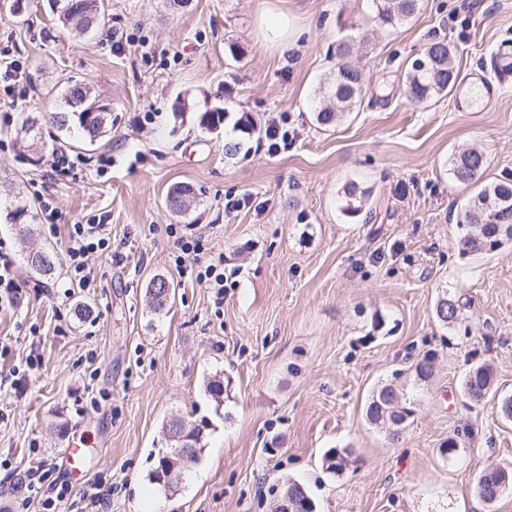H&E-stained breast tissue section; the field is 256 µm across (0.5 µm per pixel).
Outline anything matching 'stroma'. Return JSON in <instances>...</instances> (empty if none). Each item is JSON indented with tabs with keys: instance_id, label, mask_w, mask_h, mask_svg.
Listing matches in <instances>:
<instances>
[{
	"instance_id": "35a3bbf8",
	"label": "stroma",
	"mask_w": 512,
	"mask_h": 512,
	"mask_svg": "<svg viewBox=\"0 0 512 512\" xmlns=\"http://www.w3.org/2000/svg\"><path fill=\"white\" fill-rule=\"evenodd\" d=\"M268 12L287 14L288 48L266 40ZM100 15V28L79 31L60 26L48 0H27L19 16L0 7V48L25 87L7 95L0 79V181L11 191L0 211L25 206L33 230L22 240L0 220L19 288L16 303L0 305V512H42L79 433L85 473L67 482L60 512L93 484L110 491L112 512H273L288 478L317 512H512V488L489 505L477 493L482 471H512V421L499 413L512 395V242L462 251L476 189L451 172L477 147L485 182L512 180V78L495 102L470 108L457 107L456 90L424 109L399 91L435 38L448 42L459 78L495 79L512 0H420L396 28L373 0H100ZM110 30L124 34L122 47ZM342 40L365 96L324 126L322 87ZM71 79L111 103L112 129L90 144L43 123L42 159L31 162L16 143L21 120L60 109ZM216 107L223 125L201 129L200 113ZM277 114L289 138L279 150L265 135ZM228 142L240 143L237 155H225ZM56 152L75 166L54 167ZM351 182L366 195L355 214ZM181 185L194 196L182 214L167 204ZM241 197L246 205L225 213ZM88 223L108 225L112 250L91 256L94 286L83 291L63 256L71 225ZM172 224L223 257L236 282L223 306L178 274ZM48 248L59 261L43 277L25 255ZM157 277L173 289L159 315ZM447 294L468 303L451 325L435 316ZM426 354L434 374L419 384L412 366ZM478 364L496 385L474 404L461 383ZM216 375L219 401L206 391ZM398 379L412 416L395 444L365 408ZM176 418L203 425L204 452L166 497L149 474L171 451L164 426ZM452 438L460 446L448 455ZM331 450L350 458L342 473L323 466ZM38 459L41 489L15 491L13 475Z\"/></svg>"
}]
</instances>
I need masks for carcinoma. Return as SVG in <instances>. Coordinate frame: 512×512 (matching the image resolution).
I'll return each mask as SVG.
<instances>
[{"instance_id":"1","label":"carcinoma","mask_w":512,"mask_h":512,"mask_svg":"<svg viewBox=\"0 0 512 512\" xmlns=\"http://www.w3.org/2000/svg\"><path fill=\"white\" fill-rule=\"evenodd\" d=\"M58 4V21L64 27L79 25L78 17L67 7L75 0H55ZM377 17L382 24L397 27L410 20L419 11V0H374ZM348 47L341 43L336 47V67L330 79L325 83L327 97L336 106L322 107L318 110L317 119L322 125H329L346 113L352 112L361 103L363 78L360 70L346 62ZM457 81V72L453 65L448 43L444 40L430 41L423 52L415 58L406 74L404 95L414 106L429 104L438 96L451 92ZM93 101L87 86L80 81L72 80L66 88L60 111L53 113L52 123L57 128L68 131L77 129L91 142L106 135L112 123V114L99 117L90 116L74 104L83 98ZM224 122V111L220 108L207 109L199 116V126L207 131L221 126ZM486 158L483 152L470 149L453 160V175L463 183H477L484 173ZM191 189L178 187L168 196L169 208L182 213L187 210ZM464 223L467 233L464 236V247L469 253H486L495 251L506 242L512 241V183L503 182L484 185L472 198L465 212ZM57 256L54 252L40 250L28 256L30 270L42 276H50L56 268ZM150 293L155 299V310L162 311L172 295V288L163 278L153 280ZM464 304L460 299L446 295L436 305V317L446 325L455 323ZM494 387L493 372L486 365H477L470 369L462 381V390L468 398L479 403L487 398ZM403 390L391 383L380 385L374 391L366 408V416L370 423L387 432L393 441H399L408 426L411 411L402 404ZM167 437L175 448L186 450L188 466L196 464L200 458L201 429L186 425L178 420L165 424ZM151 480L164 494L173 493L178 487L175 480L165 476L161 466L151 472ZM512 483V476L505 469L484 471L478 478L479 497L493 502ZM288 493L296 500V512H315V504L304 487L286 480L280 487V493Z\"/></svg>"}]
</instances>
